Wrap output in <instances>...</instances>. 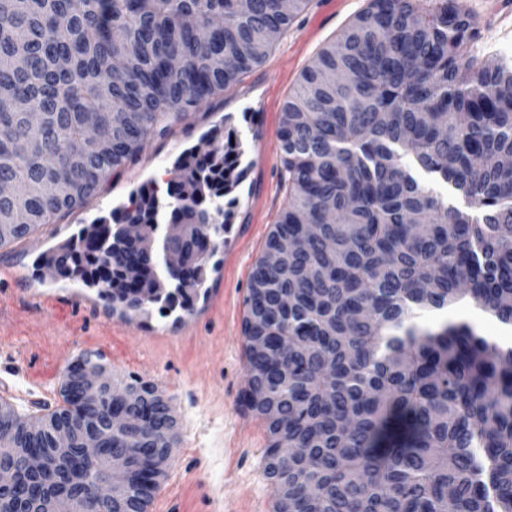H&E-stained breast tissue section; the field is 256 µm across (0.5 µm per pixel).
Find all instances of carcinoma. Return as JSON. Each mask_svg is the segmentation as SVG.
<instances>
[{"instance_id":"obj_1","label":"carcinoma","mask_w":512,"mask_h":512,"mask_svg":"<svg viewBox=\"0 0 512 512\" xmlns=\"http://www.w3.org/2000/svg\"><path fill=\"white\" fill-rule=\"evenodd\" d=\"M309 0H0V248L82 206L112 172L170 135L265 62ZM456 0H370L288 96L280 132L286 209L266 250L299 248L250 276L244 320L251 407L266 422L275 512H512V347L468 322L416 320L470 302L512 326V60L471 52ZM236 132L212 129L168 182L170 222L191 224L240 178ZM409 157L403 164L402 157ZM464 197L450 205L420 175ZM142 187L103 224H154ZM91 232L40 254L62 278L99 286ZM132 252L112 242V288L130 311L185 308L201 261L174 290L126 287ZM259 341L264 351L256 352ZM63 405L29 422L0 409L9 445L49 461L0 492L11 512L81 498L99 435L130 457L112 512H145L176 440L167 407L111 434V405ZM75 438L54 460L56 436ZM320 491L312 501L307 488Z\"/></svg>"}]
</instances>
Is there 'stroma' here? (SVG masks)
I'll return each mask as SVG.
<instances>
[{
    "label": "stroma",
    "mask_w": 512,
    "mask_h": 512,
    "mask_svg": "<svg viewBox=\"0 0 512 512\" xmlns=\"http://www.w3.org/2000/svg\"><path fill=\"white\" fill-rule=\"evenodd\" d=\"M459 2L487 21L475 32L474 51L488 61L512 58V17H494L495 0ZM368 3L310 0L262 65L154 141L82 207L0 249V379L24 384L41 401L34 408L17 399L16 409L39 416L60 406L62 381L83 355L95 356L113 378L154 384L167 397L178 442L151 512H274L266 427L245 404V300L252 268L287 204L281 185L284 104L302 70ZM226 122L240 140L243 177L231 193L236 204L216 253L219 268L207 271V294L195 298L191 310L165 316L152 305L120 313L98 299L95 289L35 270L41 253L128 205L141 186H154L158 198H165L177 159ZM33 295L41 301L36 311L28 306Z\"/></svg>",
    "instance_id": "35a3bbf8"
}]
</instances>
